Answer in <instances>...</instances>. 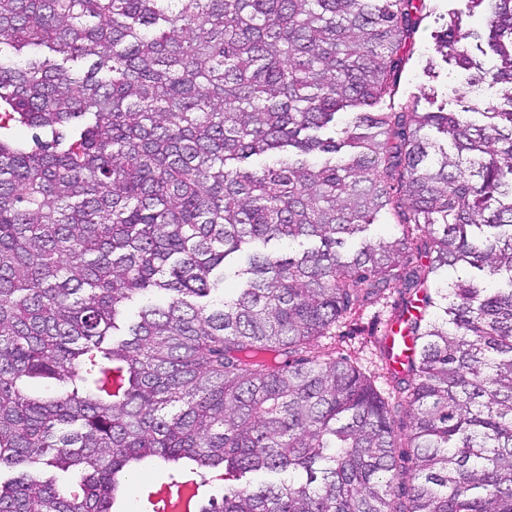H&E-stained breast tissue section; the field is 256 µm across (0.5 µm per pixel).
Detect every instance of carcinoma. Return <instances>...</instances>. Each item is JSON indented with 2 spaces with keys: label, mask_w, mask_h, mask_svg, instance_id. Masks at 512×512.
<instances>
[{
  "label": "carcinoma",
  "mask_w": 512,
  "mask_h": 512,
  "mask_svg": "<svg viewBox=\"0 0 512 512\" xmlns=\"http://www.w3.org/2000/svg\"><path fill=\"white\" fill-rule=\"evenodd\" d=\"M470 3L436 51L504 102L372 112L425 0H0V512L153 457L268 476L199 512H512V0ZM393 288L383 393L319 342Z\"/></svg>",
  "instance_id": "1"
}]
</instances>
